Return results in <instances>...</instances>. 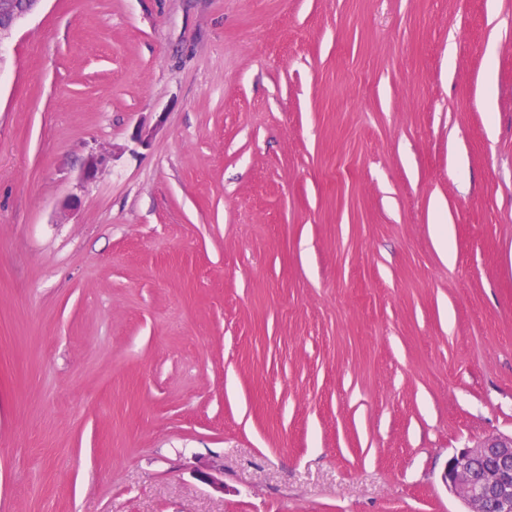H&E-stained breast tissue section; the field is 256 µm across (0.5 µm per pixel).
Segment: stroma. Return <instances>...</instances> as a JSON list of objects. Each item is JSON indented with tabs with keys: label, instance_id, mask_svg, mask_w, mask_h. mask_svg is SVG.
I'll use <instances>...</instances> for the list:
<instances>
[{
	"label": "stroma",
	"instance_id": "35a3bbf8",
	"mask_svg": "<svg viewBox=\"0 0 512 512\" xmlns=\"http://www.w3.org/2000/svg\"><path fill=\"white\" fill-rule=\"evenodd\" d=\"M492 433L512 0H42L18 23L0 512H462L439 475Z\"/></svg>",
	"mask_w": 512,
	"mask_h": 512
}]
</instances>
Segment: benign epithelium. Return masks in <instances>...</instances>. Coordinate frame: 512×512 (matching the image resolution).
Wrapping results in <instances>:
<instances>
[{
	"label": "benign epithelium",
	"mask_w": 512,
	"mask_h": 512,
	"mask_svg": "<svg viewBox=\"0 0 512 512\" xmlns=\"http://www.w3.org/2000/svg\"><path fill=\"white\" fill-rule=\"evenodd\" d=\"M42 0H0V45L18 20L35 12ZM107 156L89 155L84 178L93 179ZM447 491L465 512H512V435H491L453 454L441 476Z\"/></svg>",
	"instance_id": "benign-epithelium-1"
}]
</instances>
